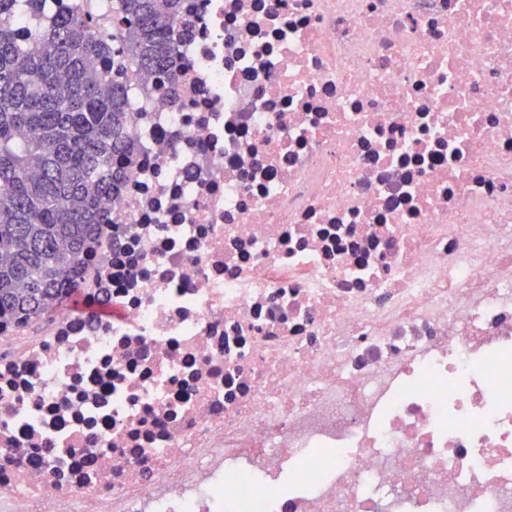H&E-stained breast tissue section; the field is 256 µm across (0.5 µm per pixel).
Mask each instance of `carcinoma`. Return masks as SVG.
<instances>
[{"instance_id": "cac0c4a2", "label": "carcinoma", "mask_w": 512, "mask_h": 512, "mask_svg": "<svg viewBox=\"0 0 512 512\" xmlns=\"http://www.w3.org/2000/svg\"><path fill=\"white\" fill-rule=\"evenodd\" d=\"M47 2L0 0V319L42 318L78 290L133 153L128 73L170 75L189 32L182 0H108L104 14Z\"/></svg>"}]
</instances>
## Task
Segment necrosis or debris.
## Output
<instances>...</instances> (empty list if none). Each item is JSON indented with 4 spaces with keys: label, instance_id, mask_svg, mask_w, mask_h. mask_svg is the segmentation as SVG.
Wrapping results in <instances>:
<instances>
[{
    "label": "necrosis or debris",
    "instance_id": "necrosis-or-debris-1",
    "mask_svg": "<svg viewBox=\"0 0 512 512\" xmlns=\"http://www.w3.org/2000/svg\"><path fill=\"white\" fill-rule=\"evenodd\" d=\"M79 286L0 325V512H512V0H184Z\"/></svg>",
    "mask_w": 512,
    "mask_h": 512
}]
</instances>
